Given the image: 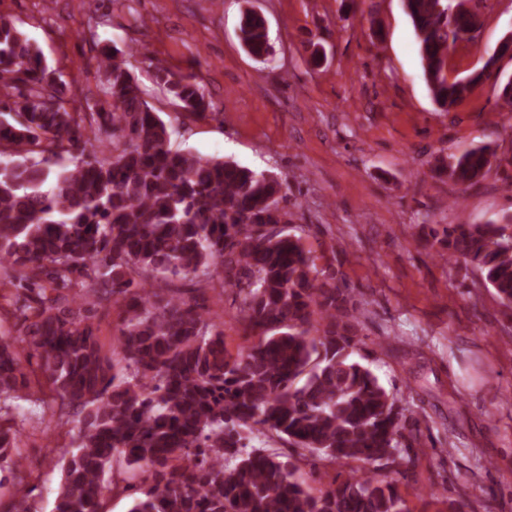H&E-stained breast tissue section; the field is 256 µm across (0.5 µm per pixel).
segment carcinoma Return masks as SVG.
<instances>
[{"label":"carcinoma","mask_w":512,"mask_h":512,"mask_svg":"<svg viewBox=\"0 0 512 512\" xmlns=\"http://www.w3.org/2000/svg\"><path fill=\"white\" fill-rule=\"evenodd\" d=\"M436 105L449 111L481 84L448 75V40L477 25L462 0H403ZM248 52L270 45L263 16L240 24ZM107 107L69 108L61 75L16 24L0 17V300L16 338L0 336V472L16 478L10 512H30L31 474L13 454L23 419L13 401L79 409L53 512H102L105 475L121 462L149 488L130 512H408L396 480L367 465L396 460L404 408L352 358L358 318L342 273L326 270L288 231L279 180L232 160L169 147L168 125L145 100L121 50L96 58ZM183 108L210 107L192 77L163 70ZM495 150L476 146L436 168L471 187ZM443 260L463 259L512 308V224L430 229ZM186 279L193 288H156ZM233 288L251 338L231 354L205 304L214 278ZM120 304L116 361L91 320ZM37 358L40 377L27 364ZM259 431L322 460L350 465L314 494L298 459L250 445Z\"/></svg>","instance_id":"1"}]
</instances>
